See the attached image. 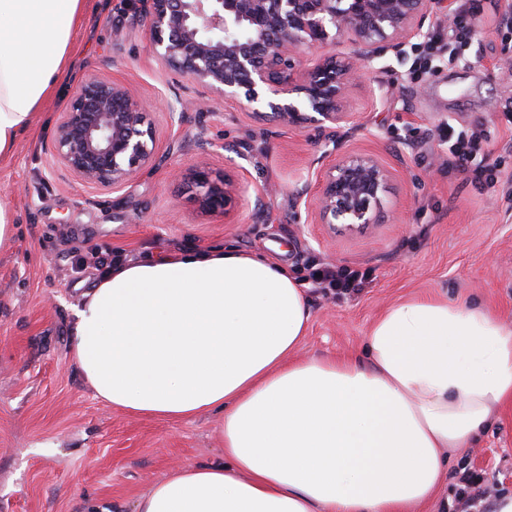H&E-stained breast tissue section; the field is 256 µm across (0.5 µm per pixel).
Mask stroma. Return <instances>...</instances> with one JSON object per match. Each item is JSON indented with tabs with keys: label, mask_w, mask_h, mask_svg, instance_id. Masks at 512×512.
<instances>
[{
	"label": "stroma",
	"mask_w": 512,
	"mask_h": 512,
	"mask_svg": "<svg viewBox=\"0 0 512 512\" xmlns=\"http://www.w3.org/2000/svg\"><path fill=\"white\" fill-rule=\"evenodd\" d=\"M512 0H452L454 24L435 37L448 54L418 69L386 54L348 95L352 123L336 143L307 128L256 118L247 104L210 95L152 52L136 0H90L58 92L33 130L0 161V203L15 231L0 250V504L6 512H135L151 486L180 466L223 454L213 411L169 421L131 415L95 398L71 355L73 310L99 273L79 255L233 247L259 251L302 276L307 261L368 273L361 292L311 295L300 355H359L389 306L439 294L474 301L512 323V198L449 171L444 124L485 132L490 162L512 179ZM121 80L153 114V167L123 189L83 184L58 163L55 128L88 74ZM211 97L208 111L169 114L167 99ZM368 153L392 174L385 220L365 233H335L297 204L315 189L328 151ZM236 183L229 213L204 210L188 191L195 166ZM272 199L254 201L262 188ZM470 469L512 491V404L501 406L451 473Z\"/></svg>",
	"instance_id": "obj_1"
}]
</instances>
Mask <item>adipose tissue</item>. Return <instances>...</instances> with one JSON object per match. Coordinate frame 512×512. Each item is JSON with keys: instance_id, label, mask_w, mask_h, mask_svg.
<instances>
[{"instance_id": "1", "label": "adipose tissue", "mask_w": 512, "mask_h": 512, "mask_svg": "<svg viewBox=\"0 0 512 512\" xmlns=\"http://www.w3.org/2000/svg\"><path fill=\"white\" fill-rule=\"evenodd\" d=\"M89 0H0V160L57 90ZM312 312L277 261L234 248L118 263L74 308L72 356L134 415H223L222 459L182 466L137 512H414L512 402V327L433 295L389 307L362 355L295 352Z\"/></svg>"}]
</instances>
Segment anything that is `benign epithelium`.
<instances>
[{
  "label": "benign epithelium",
  "mask_w": 512,
  "mask_h": 512,
  "mask_svg": "<svg viewBox=\"0 0 512 512\" xmlns=\"http://www.w3.org/2000/svg\"><path fill=\"white\" fill-rule=\"evenodd\" d=\"M150 47L172 72L228 98L252 105L259 89L272 98L253 109L261 120L325 137L348 124L349 89L360 67L453 20L448 0H139ZM353 46L350 56H327L304 67L300 50L332 34ZM157 148L152 113L125 85L95 74L70 98L54 134L61 166L90 187L119 190L153 166ZM203 206L229 211L231 180L204 168L192 173ZM392 173L374 156L352 153L332 160L319 190L305 200L334 232H361L381 223Z\"/></svg>",
  "instance_id": "benign-epithelium-1"
}]
</instances>
